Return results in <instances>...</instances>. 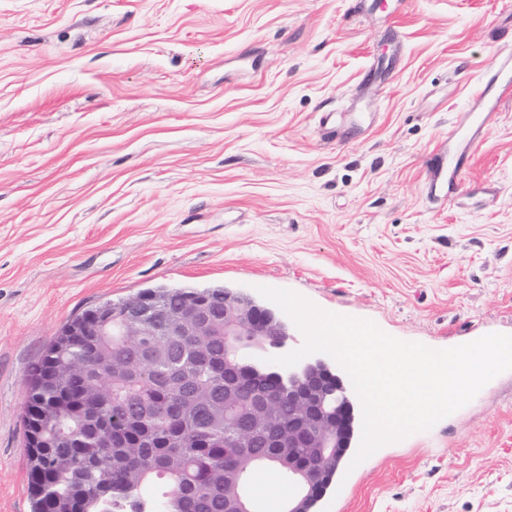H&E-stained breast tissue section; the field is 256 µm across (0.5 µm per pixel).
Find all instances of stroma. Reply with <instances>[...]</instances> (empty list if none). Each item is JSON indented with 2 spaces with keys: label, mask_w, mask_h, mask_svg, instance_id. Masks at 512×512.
Segmentation results:
<instances>
[{
  "label": "stroma",
  "mask_w": 512,
  "mask_h": 512,
  "mask_svg": "<svg viewBox=\"0 0 512 512\" xmlns=\"http://www.w3.org/2000/svg\"><path fill=\"white\" fill-rule=\"evenodd\" d=\"M510 43L512 0H0V512H32L30 370L100 302L264 286L436 350L512 335V97L455 132ZM315 512H512V371Z\"/></svg>",
  "instance_id": "1"
}]
</instances>
